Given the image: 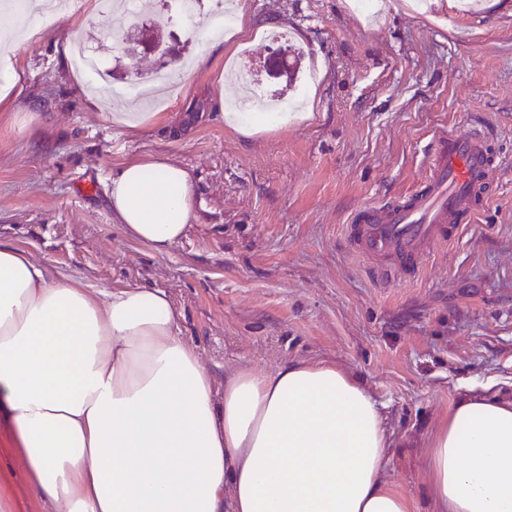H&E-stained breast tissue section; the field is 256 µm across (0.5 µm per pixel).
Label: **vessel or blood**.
Listing matches in <instances>:
<instances>
[{"mask_svg": "<svg viewBox=\"0 0 512 512\" xmlns=\"http://www.w3.org/2000/svg\"><path fill=\"white\" fill-rule=\"evenodd\" d=\"M488 134L439 132L421 187L400 202L363 207L346 226L350 248L386 287L416 279L426 257L455 241L477 214V194L496 166Z\"/></svg>", "mask_w": 512, "mask_h": 512, "instance_id": "1", "label": "vessel or blood"}]
</instances>
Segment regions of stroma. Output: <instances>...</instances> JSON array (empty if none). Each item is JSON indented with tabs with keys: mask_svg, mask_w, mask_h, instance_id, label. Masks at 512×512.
I'll use <instances>...</instances> for the list:
<instances>
[{
	"mask_svg": "<svg viewBox=\"0 0 512 512\" xmlns=\"http://www.w3.org/2000/svg\"><path fill=\"white\" fill-rule=\"evenodd\" d=\"M254 24L238 39L202 40L180 21L172 40L190 57L126 59L98 33L108 17L88 0L45 36L18 40L0 108V242L90 288H161L185 315L182 333L216 383L225 370L333 363L386 406L387 476L414 512H430L424 447L458 397H512V0H387L365 20L349 0H234ZM284 37L318 69L303 88L265 80L305 120L246 137L220 117L237 57L258 69ZM83 41L104 80L129 87L92 106L70 48ZM168 65L178 94L133 133L112 112L147 111L142 82ZM194 113L190 124L182 117ZM488 125L500 158L474 222L435 249L416 282L380 287L345 226L359 208L404 198L420 182L436 130ZM163 153L187 169L195 219L167 253L128 238L112 214L113 173ZM10 512H52L20 462L0 476Z\"/></svg>",
	"mask_w": 512,
	"mask_h": 512,
	"instance_id": "obj_1",
	"label": "stroma"
}]
</instances>
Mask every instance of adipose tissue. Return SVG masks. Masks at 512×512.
Segmentation results:
<instances>
[{"label":"adipose tissue","mask_w":512,"mask_h":512,"mask_svg":"<svg viewBox=\"0 0 512 512\" xmlns=\"http://www.w3.org/2000/svg\"><path fill=\"white\" fill-rule=\"evenodd\" d=\"M123 232L158 253L195 216L162 154L111 178ZM160 288L93 290L0 244V428L55 512H413L387 477L381 405L336 365L216 384ZM432 512H512V399L470 395L431 435Z\"/></svg>","instance_id":"ef3b65f1"}]
</instances>
